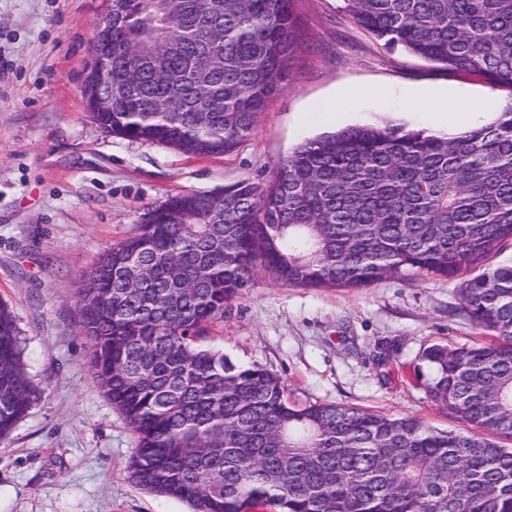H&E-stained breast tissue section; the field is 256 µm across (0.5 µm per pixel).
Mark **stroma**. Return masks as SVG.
<instances>
[{"instance_id": "obj_1", "label": "stroma", "mask_w": 512, "mask_h": 512, "mask_svg": "<svg viewBox=\"0 0 512 512\" xmlns=\"http://www.w3.org/2000/svg\"><path fill=\"white\" fill-rule=\"evenodd\" d=\"M109 0H0V301L25 342L40 392L0 441V512H190L140 489L127 465L137 440L89 365L78 307L82 276L170 196L269 181L304 140L387 123L431 131L444 101L492 122L512 90L386 48L339 8L295 0L304 33L251 138L217 156L105 133L82 85ZM353 108L331 114L343 96ZM461 280L385 278L368 288H303L259 274L207 344L286 384L290 402L413 415L457 429L415 380L433 343L488 341L460 310Z\"/></svg>"}]
</instances>
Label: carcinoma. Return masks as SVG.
Listing matches in <instances>:
<instances>
[{
    "label": "carcinoma",
    "instance_id": "obj_1",
    "mask_svg": "<svg viewBox=\"0 0 512 512\" xmlns=\"http://www.w3.org/2000/svg\"><path fill=\"white\" fill-rule=\"evenodd\" d=\"M293 0H112V111L122 139L218 155L253 133L301 39ZM387 48L512 89V0H341ZM149 211L83 275L80 318L99 387L137 436L140 488L192 512H512V102L452 138L356 125L297 145L264 184ZM264 271L305 288L466 275L485 345L435 343L415 369L464 424L288 402L284 381L204 345ZM0 304V440L38 391Z\"/></svg>",
    "mask_w": 512,
    "mask_h": 512
}]
</instances>
